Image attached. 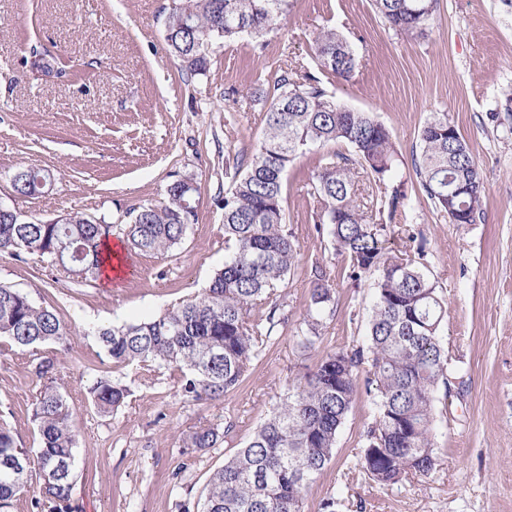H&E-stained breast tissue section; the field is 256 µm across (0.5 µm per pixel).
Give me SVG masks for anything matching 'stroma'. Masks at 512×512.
Listing matches in <instances>:
<instances>
[{"label":"stroma","instance_id":"stroma-1","mask_svg":"<svg viewBox=\"0 0 512 512\" xmlns=\"http://www.w3.org/2000/svg\"><path fill=\"white\" fill-rule=\"evenodd\" d=\"M280 30L262 46L242 39L208 50L199 75L181 74L164 41L171 0H0V201L47 220L82 212L123 229L129 209L157 205L184 175L201 184L198 221L183 244L165 254L133 255L131 275L117 284L82 285L60 277L36 256L0 255V283L55 309L74 335L64 389L74 409L79 445L72 493L78 512H184L196 508L211 475L244 448L279 397L319 360L291 327L310 302L312 265L333 268L336 312L326 345L365 344L374 289L353 283L328 231L316 230L308 179L314 153L288 166L284 194L298 238V272L284 288L289 329L224 399L196 402L178 392L167 369H116L93 334L100 325L164 313L203 288L224 264V177L227 155L253 152L262 137L266 92L279 69L316 71L311 43L329 27L354 47L350 81L323 76L329 95L371 113L392 133L404 181L398 223L423 236L425 271L447 304L439 338L448 353V386L437 389L432 439L436 465L383 486L354 468L374 412L360 392L328 466L312 483L303 512H322L330 497L341 512H512V11L500 0H439L425 37L395 32L371 0H291ZM73 61L65 80L23 66L34 42ZM447 113L478 163L482 218L454 224L419 184L418 134ZM53 172L46 193L14 199L13 173ZM27 351L0 353V423L25 447L37 445L30 408L36 392ZM122 378L131 394L102 416L88 386ZM232 420V431L204 451L182 441L201 426Z\"/></svg>","mask_w":512,"mask_h":512}]
</instances>
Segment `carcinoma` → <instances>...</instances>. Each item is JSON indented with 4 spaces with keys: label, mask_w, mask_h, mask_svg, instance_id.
I'll use <instances>...</instances> for the list:
<instances>
[{
    "label": "carcinoma",
    "mask_w": 512,
    "mask_h": 512,
    "mask_svg": "<svg viewBox=\"0 0 512 512\" xmlns=\"http://www.w3.org/2000/svg\"><path fill=\"white\" fill-rule=\"evenodd\" d=\"M393 29L423 37L438 0H372ZM290 0H174L166 19L165 41L181 71L196 75L207 68L208 47L244 35L259 39L278 30ZM32 66L63 75L64 64L45 63L37 47ZM312 58L321 73L349 80L356 54L335 29L317 34ZM263 137L254 153L226 163L231 188L224 196V244L229 251L197 295L165 313L120 326L99 327L95 335L118 366L177 372L180 392L195 401L219 400L251 373L271 342L274 329L288 323L278 286L298 262V245L288 228L283 187L293 157L344 143L353 156L320 158L308 182L313 200L310 218L329 226L336 251L349 258L353 283L376 275L368 343L350 350H329L272 410L247 446L211 476L200 497L199 512H302L313 481L330 463L338 432L360 386L376 390L374 422L363 434L360 464L366 476L394 485L414 473L429 474L435 464L432 422L435 392L448 384V355L439 341L446 308L424 271L425 251L417 236H406L405 249L387 247L393 220L404 206V183L392 181L398 149L391 132L367 112L339 104L326 94L322 79L306 82L283 70L267 93ZM417 178L435 208L454 224H474L482 214L483 182L478 164L448 115L439 113L419 132ZM359 166L378 193L360 197L353 166ZM53 174L21 168L11 179L16 195L32 197L51 186ZM200 186L191 177L167 186L160 206L130 211L127 249L140 254L178 248L198 220ZM112 225L81 213L60 221H29L16 207L0 203V254L25 253L56 261L55 268L77 282H92L112 263L105 244ZM310 304L299 329L302 344L313 347L326 328L325 315L335 301V271L312 266ZM72 328L57 312L37 307L28 295L0 284V338L35 352L39 382L31 420L39 447L20 446L0 424V512L14 500L38 491L32 505L42 512H73L75 449L73 410L61 391L63 363ZM370 365L362 375L364 365ZM101 415L126 404L130 389L109 377L89 387ZM220 438L215 425L203 426L184 441L186 448H213Z\"/></svg>",
    "instance_id": "1"
}]
</instances>
